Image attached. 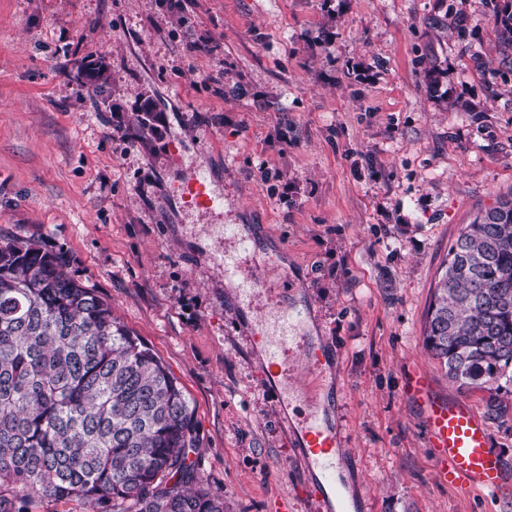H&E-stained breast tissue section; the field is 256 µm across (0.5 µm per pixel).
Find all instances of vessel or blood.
Returning <instances> with one entry per match:
<instances>
[{
  "label": "vessel or blood",
  "mask_w": 512,
  "mask_h": 512,
  "mask_svg": "<svg viewBox=\"0 0 512 512\" xmlns=\"http://www.w3.org/2000/svg\"><path fill=\"white\" fill-rule=\"evenodd\" d=\"M184 187L195 208L220 212L223 197L213 193L208 177L194 172ZM226 238L237 246L214 253L212 268L226 281L234 284L240 302L252 304L259 297H271L274 283L253 274V254L238 226L224 228ZM303 322L300 311L284 308L277 315L270 331L261 342L264 358L271 371L288 373L293 355H300L311 373H319L330 357L325 346L309 343L299 328ZM407 399L420 404L422 420L433 450V464L442 484L456 489L479 488L492 493L504 492L512 486V474L491 448L485 421L467 403L441 399L434 395L431 380L418 366L411 367L405 381ZM304 440L299 448L308 474L316 477L320 488L329 490L336 500V512H348L342 487L336 483V454L343 432L317 406H310L302 425Z\"/></svg>",
  "instance_id": "b4317fda"
}]
</instances>
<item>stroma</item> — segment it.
<instances>
[{
  "label": "stroma",
  "instance_id": "obj_1",
  "mask_svg": "<svg viewBox=\"0 0 512 512\" xmlns=\"http://www.w3.org/2000/svg\"><path fill=\"white\" fill-rule=\"evenodd\" d=\"M485 0H0V236L63 251L195 409L192 459L226 512H328L294 448L308 398L342 425L351 512H512L439 483L420 413L484 412L423 346L449 246L512 196V63ZM104 64V94L79 63ZM438 67L436 80L427 71ZM466 102L463 110L452 101ZM123 129L115 137L113 129ZM207 167L221 214L180 177ZM237 224L287 267L281 304L337 352L285 403L258 326L207 265Z\"/></svg>",
  "mask_w": 512,
  "mask_h": 512
}]
</instances>
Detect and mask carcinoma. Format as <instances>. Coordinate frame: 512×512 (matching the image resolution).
Returning <instances> with one entry per match:
<instances>
[{
	"label": "carcinoma",
	"mask_w": 512,
	"mask_h": 512,
	"mask_svg": "<svg viewBox=\"0 0 512 512\" xmlns=\"http://www.w3.org/2000/svg\"><path fill=\"white\" fill-rule=\"evenodd\" d=\"M512 54V0H486ZM424 346L487 419L512 416V199L480 211L448 248ZM34 240L0 237V512L34 498L112 512H224L189 461L197 421L160 358Z\"/></svg>",
	"instance_id": "cac0c4a2"
}]
</instances>
